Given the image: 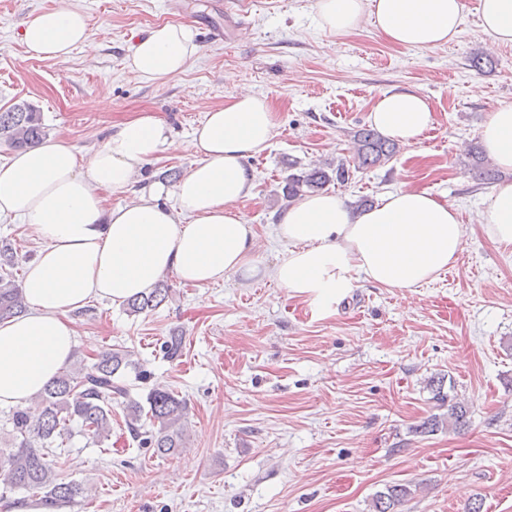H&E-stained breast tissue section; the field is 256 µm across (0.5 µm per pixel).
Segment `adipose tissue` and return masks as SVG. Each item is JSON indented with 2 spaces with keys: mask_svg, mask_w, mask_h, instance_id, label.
Masks as SVG:
<instances>
[{
  "mask_svg": "<svg viewBox=\"0 0 512 512\" xmlns=\"http://www.w3.org/2000/svg\"><path fill=\"white\" fill-rule=\"evenodd\" d=\"M465 8L464 0H315L314 21L343 34L371 18L392 45L430 50L457 36ZM476 9L491 44H512V0H477ZM21 35L32 56L63 59L87 44V19L71 0H59L28 15ZM197 52L192 30L167 22L134 39L126 65L166 83ZM369 121L383 136L412 144L434 113L422 95L403 89L381 93ZM274 131L266 97L239 91L206 108L187 144L197 161L174 187L149 183L112 208L107 194L125 192L148 164L178 148L153 115L124 123L85 155L50 136L0 165V218L21 221L44 243L22 284L28 312L0 321V408L34 400L67 365L76 344L68 313L93 300L149 293L169 274L199 287L229 274L261 275L327 310L359 280L410 292L458 260L465 227L457 209L401 188L358 212L338 193L302 196L278 219L285 251L274 265L257 266V233L241 208L255 189L244 160L266 149ZM480 140L496 167L512 171V104L491 111ZM476 221L490 240L512 245V180L492 187Z\"/></svg>",
  "mask_w": 512,
  "mask_h": 512,
  "instance_id": "adipose-tissue-1",
  "label": "adipose tissue"
}]
</instances>
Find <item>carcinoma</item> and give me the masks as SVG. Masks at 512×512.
I'll list each match as a JSON object with an SVG mask.
<instances>
[{
	"label": "carcinoma",
	"instance_id": "obj_1",
	"mask_svg": "<svg viewBox=\"0 0 512 512\" xmlns=\"http://www.w3.org/2000/svg\"><path fill=\"white\" fill-rule=\"evenodd\" d=\"M45 135L41 113L30 103H17L0 111V139L13 149H23ZM353 149L357 168L366 170L396 154V143L381 137L370 128L355 132ZM475 160L473 171L478 180L493 183L497 171L485 163L478 148L471 150ZM349 178L342 163L302 168L288 174L282 188L283 199L290 202L307 193L340 184ZM15 256L11 248H0V320L24 313L26 302L16 282ZM168 297V288L160 283L149 294L129 299L126 311L138 316L157 309ZM183 337L173 333L164 338L163 356L177 360L182 356ZM150 372L133 359L129 350L109 349L89 362L79 361L65 367L43 389L39 416L32 417L20 405L4 416L7 428L6 447L0 448V488L5 492L24 489L32 493L33 506L42 512H58L71 507L83 496L79 484L64 482L56 472L50 456L57 440L78 433L102 446L112 432V412L122 410L131 439L141 448H151L158 456L169 455L183 447L186 435L188 406L179 395L166 388L153 387L145 403L129 400L134 383H145ZM445 377L429 380L434 399L448 405V413L432 414L412 427L419 435H432L444 428L466 423L468 410L456 397L444 391ZM412 491L409 486L395 484L376 495L374 512H397Z\"/></svg>",
	"mask_w": 512,
	"mask_h": 512
}]
</instances>
